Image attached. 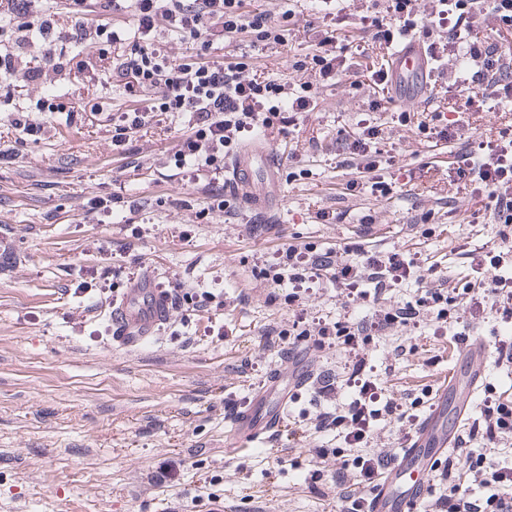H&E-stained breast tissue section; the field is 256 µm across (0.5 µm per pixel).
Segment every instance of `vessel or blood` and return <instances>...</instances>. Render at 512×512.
<instances>
[{"label":"vessel or blood","mask_w":512,"mask_h":512,"mask_svg":"<svg viewBox=\"0 0 512 512\" xmlns=\"http://www.w3.org/2000/svg\"><path fill=\"white\" fill-rule=\"evenodd\" d=\"M393 71L398 81V97L408 103L418 98V89L428 73V63L421 42L411 41L393 57ZM170 304L150 274L125 288L112 302V335L123 346H134L153 336L165 320ZM489 347L482 339H466L461 345L460 362L465 366L470 392H477L485 382L484 364ZM280 382L272 377L255 391L248 401L230 416L232 437L226 452L235 456L269 441L279 431L287 399L277 405L269 400ZM448 392L440 390L429 412L405 439L404 446L384 467L366 493L367 512H421L430 488V476L436 465L455 448V435L448 425Z\"/></svg>","instance_id":"vessel-or-blood-1"}]
</instances>
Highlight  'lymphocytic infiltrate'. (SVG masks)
I'll list each match as a JSON object with an SVG mask.
<instances>
[{"mask_svg": "<svg viewBox=\"0 0 512 512\" xmlns=\"http://www.w3.org/2000/svg\"><path fill=\"white\" fill-rule=\"evenodd\" d=\"M386 20L360 13L363 29L373 44L394 52L397 46L424 35L423 45L432 60L429 78L448 90H487L488 100L469 97L466 105L483 108L493 102L512 111V47H503L502 34L512 35V0H382ZM242 0H39L38 8L20 5L17 12L0 19V74L33 81L46 69L57 68L54 44L61 34L55 28L58 9H65L74 29L84 39L117 47L112 74L124 93L137 98L157 87L161 93L150 107L121 113L112 129V145L125 146L132 134L149 122L155 112H186L190 131L181 133L174 155L177 166L205 164L222 170L226 154L237 150L246 136H264L273 123L295 124L317 107L310 84L299 87L274 79L248 77L251 57L218 60L209 51L217 42L241 38L252 45L282 42L291 35V13L274 18L265 11L243 13ZM130 13L133 25L114 26L113 15ZM493 20L489 32H480L482 21ZM325 29L311 53L294 61L295 70L314 72L321 84H335L354 75L355 63L339 33L347 21L345 6L325 11ZM180 36L192 43L195 53L183 60L169 56L167 38ZM41 63L31 66V53ZM397 126L416 124L419 135L435 145L453 148L456 181L474 204L475 223L491 226L494 241L484 254H476L469 240H462L448 256V266L438 261L419 262L410 249L373 248V218L359 217L355 236L324 252L303 244L283 250L282 265L288 271L291 290L288 304L302 307L310 283L328 281L337 294L362 301L366 312H351L317 321L314 330L297 332L294 342H309L319 350L343 352L345 380L318 378L314 399L326 401L327 409L298 420L291 436L309 431L335 432L358 456L342 462L336 473V512H364L362 490L371 486L393 451L380 454L366 447L377 421L390 417L406 437L415 424V407L424 405L429 390H422L409 404L383 397L371 379L364 349L379 337L399 328L431 321L437 332L461 326L474 307L485 311L498 325L512 328V130H499L496 139L473 141L463 135L464 117L447 119L431 113L428 121L414 123L412 113L391 115ZM384 129L370 115L338 129V169L350 172L342 190L349 195L369 193L393 199L396 185L384 176L395 157L383 149ZM464 262L468 268L457 286L448 284V267ZM417 290L409 299L388 304L389 294L408 283ZM354 390L349 400H337L340 382ZM512 436V391L489 387L476 414L468 416L455 437L458 461L439 474L447 486L432 496L428 512H512V462L491 461L485 451ZM482 453H474L473 443Z\"/></svg>", "mask_w": 512, "mask_h": 512, "instance_id": "f902f5d3", "label": "lymphocytic infiltrate"}]
</instances>
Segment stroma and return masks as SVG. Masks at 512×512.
Listing matches in <instances>:
<instances>
[{
    "label": "stroma",
    "mask_w": 512,
    "mask_h": 512,
    "mask_svg": "<svg viewBox=\"0 0 512 512\" xmlns=\"http://www.w3.org/2000/svg\"><path fill=\"white\" fill-rule=\"evenodd\" d=\"M244 10L273 16L293 10L299 29L259 53L260 76L299 84L295 57L321 36L312 0H244ZM92 62L89 82L72 55ZM112 49L90 40L65 45L58 71L22 83L0 77V512H204L213 501L227 512H336L331 454L334 433H306L234 456L224 454L228 400L247 401L271 374L289 377L279 346H265L271 328L288 331L296 318L287 286L254 276L275 264L277 251L311 243L325 251L351 237L355 224H324L322 211L371 209L373 245H406L446 259L463 235L473 247L491 233L472 234L469 194L450 186L447 150L430 147L415 128H387L402 192L387 203L342 197L336 131L367 112L463 110L467 95L426 89L412 103L351 77L316 86L318 107L297 127L246 143L241 153L250 182L225 185L231 211L209 209L200 185L174 164L179 131L189 117L156 115L124 151L112 148V116L132 103L110 79ZM68 109H42L48 95ZM38 128H16L17 115ZM281 156L267 168L269 148ZM127 194L137 212L115 207L109 223L87 213L93 197ZM432 208L441 221L422 238L412 216ZM152 270L157 282L212 292L224 305L208 311L172 310L146 342L118 346L110 306L128 273ZM452 336L433 323L398 329L366 349L373 377L397 401L438 388L457 365ZM407 345L397 355V345Z\"/></svg>",
    "instance_id": "stroma-1"
}]
</instances>
